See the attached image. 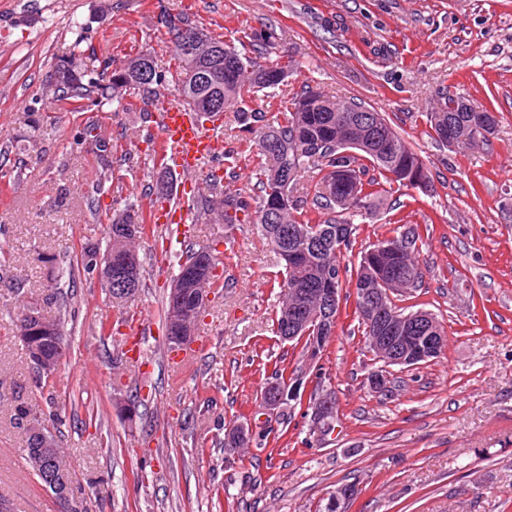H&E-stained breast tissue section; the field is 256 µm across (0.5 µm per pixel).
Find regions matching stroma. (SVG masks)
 Returning a JSON list of instances; mask_svg holds the SVG:
<instances>
[{"label":"stroma","mask_w":512,"mask_h":512,"mask_svg":"<svg viewBox=\"0 0 512 512\" xmlns=\"http://www.w3.org/2000/svg\"><path fill=\"white\" fill-rule=\"evenodd\" d=\"M188 14L227 44L240 31L275 28L297 61L285 81L251 106L275 116L312 86L383 112L427 165L428 187L386 193L355 217L357 241L418 225L423 285L410 310L437 316L447 346L427 363L391 367L384 390L367 383L375 364L356 321L341 317L308 375L334 391L338 416L324 436L304 410L269 415L259 406L264 365L301 364L272 333L279 255L254 225H191L195 248L212 247L227 285L212 298L199 341L174 366L160 325L138 368L108 328L150 310L162 317L177 271L153 239L140 245L144 281L113 303L85 276L83 247L104 242L108 216H94L99 159L84 128L117 144L102 208L135 203L161 168L140 122L142 93L124 91L127 112L47 96L59 58L85 65L152 50L171 66L159 13ZM484 103L497 132L483 147L450 149L428 135L425 114L442 92ZM231 150L228 191L249 190L256 151L232 115L220 129ZM130 152L136 166L124 162ZM0 512H315L352 484L346 512H512V0H0ZM29 302L62 316L64 355L39 385L11 314ZM135 402L127 418L118 399ZM54 411L51 429L70 467L73 495L59 500L27 471L17 405ZM250 427L239 453L224 426ZM145 471L138 483L137 471Z\"/></svg>","instance_id":"obj_1"}]
</instances>
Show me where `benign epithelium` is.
I'll return each instance as SVG.
<instances>
[{"label": "benign epithelium", "mask_w": 512, "mask_h": 512, "mask_svg": "<svg viewBox=\"0 0 512 512\" xmlns=\"http://www.w3.org/2000/svg\"><path fill=\"white\" fill-rule=\"evenodd\" d=\"M112 250L97 254L93 258L94 277L102 283L111 298L126 300L132 297L129 288H112ZM205 262L202 260L182 262L181 272L177 278L170 281V317L176 324L178 333L172 337L173 346L185 349L190 346L198 321L192 314L186 312L180 306L181 295L185 284H196V304L207 306L210 301V291L205 288L206 277L203 269ZM364 302L378 308L379 313L374 315L370 323L375 327L376 335L369 337V343L376 354V361L382 363L380 369L373 371L369 377V385L374 389L385 387L387 369L391 366L411 367L440 352L442 344L446 343V337L441 335L438 322L424 312H417L401 320H396L385 298L374 288H367L362 292ZM19 336L23 340L33 338V333L41 334L44 342L60 343V328L57 322L46 317L39 307H31L26 311L23 321L20 323ZM319 337L303 334L300 341L307 342L304 350V359L312 364L321 355L318 344ZM29 360L33 361L37 371L42 375L51 376L58 367L59 359L48 358L42 350L34 346L30 352ZM29 434L35 442V447L30 449V456L36 468L41 470L43 480L55 492V496L67 500L72 492V476L61 473L55 466L56 459L52 455L55 447L53 440L39 425L31 423L27 425Z\"/></svg>", "instance_id": "benign-epithelium-1"}]
</instances>
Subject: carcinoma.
I'll use <instances>...</instances> for the list:
<instances>
[{
	"label": "carcinoma",
	"mask_w": 512,
	"mask_h": 512,
	"mask_svg": "<svg viewBox=\"0 0 512 512\" xmlns=\"http://www.w3.org/2000/svg\"><path fill=\"white\" fill-rule=\"evenodd\" d=\"M158 23L170 34L169 50L175 69L156 70V78L143 77L149 51H141L114 68L109 64L88 68L69 56L58 60L51 71L47 90L62 100H86L90 106L103 103L122 105L121 92L127 88L142 91L149 108L141 111L142 122H148L151 111H159L160 89L169 85L187 100L191 112H204L213 118L231 111L242 131L253 136L259 162L255 169L261 189L258 205L245 190L224 191L222 177L210 172L205 180L207 193L188 198L196 217L219 224H254L274 247L283 261L282 279H274L279 289L274 314L273 333H282V313L288 305L307 311L317 309V288H335L338 299L354 298V318L362 328L364 341H369L367 314L360 292L363 288H380L390 294L388 305L398 318L406 308L396 298L421 287L423 272L417 255L420 233L408 227L409 242L403 235L385 238L381 254H368L371 245L361 247L354 273L343 264L344 254L353 251L357 231L354 217L363 209H372L387 188L395 185L419 188L427 183V168L410 143L381 112L360 102L337 101L317 88L309 87L291 102L283 105L271 121L266 114L250 107L251 97L273 89L284 79L288 68L296 64L292 56L286 61L271 60L281 40L272 29L243 33L241 46L252 51L241 52L183 16L164 12ZM196 32L201 46L188 53L180 48L181 28ZM480 104L463 96L446 92L438 104L425 113L431 136L448 148L472 146L495 132L497 117L492 112H472ZM375 174H369V171ZM319 178L313 184L311 200H298L292 195L293 185L305 172ZM150 231L148 215L136 204L112 215L107 225L108 242L122 238L119 248L127 247V238L140 241ZM341 309L333 318L310 323L312 335L328 340L336 332ZM272 374L281 382L284 401L281 407L293 409L302 405L304 388L292 395L295 373L287 366L274 365Z\"/></svg>",
	"instance_id": "1"
}]
</instances>
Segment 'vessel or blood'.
I'll return each instance as SVG.
<instances>
[{
    "label": "vessel or blood",
    "mask_w": 512,
    "mask_h": 512,
    "mask_svg": "<svg viewBox=\"0 0 512 512\" xmlns=\"http://www.w3.org/2000/svg\"><path fill=\"white\" fill-rule=\"evenodd\" d=\"M161 127L164 142L172 148L168 161L181 171L183 181L177 187L175 201L153 208L151 222L158 227H178L187 221L185 200L199 188L198 160L221 153L222 142L218 135L204 132L188 112L176 106L165 107Z\"/></svg>",
    "instance_id": "obj_1"
}]
</instances>
